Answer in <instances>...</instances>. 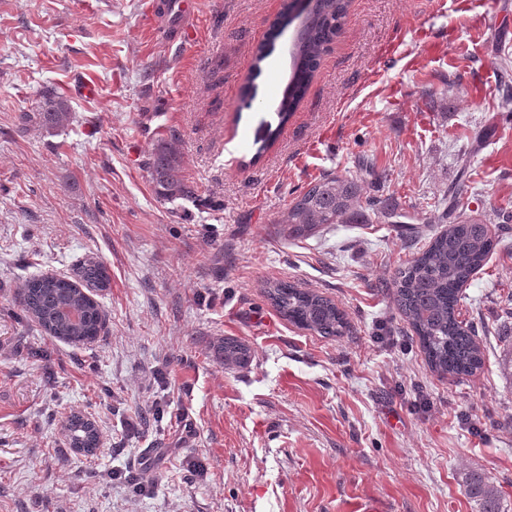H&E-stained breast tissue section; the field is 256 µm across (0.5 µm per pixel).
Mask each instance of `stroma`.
<instances>
[{
    "label": "stroma",
    "instance_id": "35a3bbf8",
    "mask_svg": "<svg viewBox=\"0 0 512 512\" xmlns=\"http://www.w3.org/2000/svg\"><path fill=\"white\" fill-rule=\"evenodd\" d=\"M287 3L197 0L183 47L148 0H0V512H476L473 473L512 512V227L498 221L512 169L493 161L512 132L488 138L512 33L455 0H351L285 117L292 35L261 71L253 52ZM88 80L96 97L79 92ZM48 89L73 122L20 130ZM172 134L202 205L154 192L148 161ZM328 174L394 196L405 223L364 206L288 238L278 216ZM454 186L457 215L498 241L461 291L482 365L460 376L427 365L387 294L447 229ZM91 257L110 277L97 341L55 339L13 308L27 277L73 279ZM276 280L331 298L349 334L282 319L264 294ZM227 337L247 366L215 358ZM74 410L97 424L95 455L61 432Z\"/></svg>",
    "mask_w": 512,
    "mask_h": 512
}]
</instances>
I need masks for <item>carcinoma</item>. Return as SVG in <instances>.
<instances>
[{
  "label": "carcinoma",
  "mask_w": 512,
  "mask_h": 512,
  "mask_svg": "<svg viewBox=\"0 0 512 512\" xmlns=\"http://www.w3.org/2000/svg\"><path fill=\"white\" fill-rule=\"evenodd\" d=\"M350 0H307L305 17L289 50L291 67L278 111L293 112L306 95L319 60L337 36ZM293 21L291 10L269 29L268 42L255 50V71H261L274 42ZM65 103L47 91L37 112L18 116L24 127H60L73 121ZM149 171L158 198L164 201H197V188L180 172V156L175 141L162 140L151 154ZM366 202L393 223L402 217L399 204L391 197L362 199L356 179L327 175L312 182L276 220L286 225L288 237L308 235L324 224H341L361 202ZM494 248L486 225L478 220L456 222L447 232L431 238L428 247L398 268L392 277L389 296L395 309L412 325L421 350L431 368L448 374H471L482 363L480 347L471 329L458 320L462 285L471 277ZM109 285L106 268L94 260L79 271V282L65 277L39 276L17 289L13 303L24 316L34 320L49 335L72 345L97 340L105 327V314L90 295ZM274 310L288 322L323 337H335L348 330V323L336 304L315 291L288 281L268 284L264 290ZM217 358L226 365L240 366L250 359L249 349L234 338L215 347ZM71 449L99 445L95 423L80 411L67 419ZM466 492L477 502L478 512H503L498 490L485 476L467 478Z\"/></svg>",
  "instance_id": "carcinoma-1"
}]
</instances>
